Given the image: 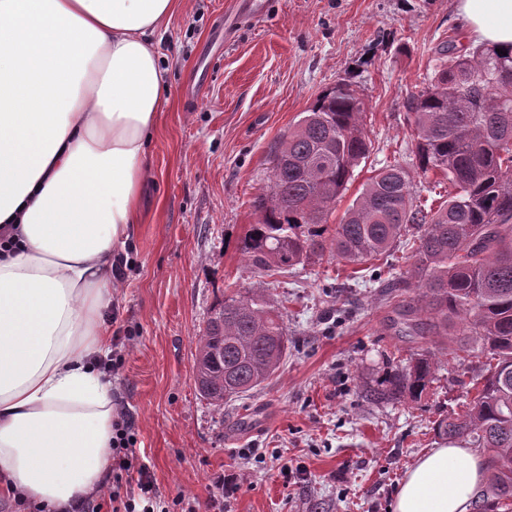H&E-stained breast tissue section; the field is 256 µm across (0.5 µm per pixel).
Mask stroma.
<instances>
[{
	"label": "stroma",
	"instance_id": "stroma-1",
	"mask_svg": "<svg viewBox=\"0 0 512 512\" xmlns=\"http://www.w3.org/2000/svg\"><path fill=\"white\" fill-rule=\"evenodd\" d=\"M450 37L470 43L455 0H265L263 16L249 21L233 0H180L160 33L166 103L148 145L152 178L102 325L128 338L111 347L121 358L112 396L170 512L185 502L214 512L211 485L223 474L242 477L223 512H394L406 471L445 446L434 424L474 396L485 354L444 365L418 401L365 397L397 360L434 345L394 333L410 295L388 298L371 280L404 265L407 244L366 264L326 255L279 275L272 293L283 303L288 353L223 412L198 394L193 355L225 287L250 281L240 242L258 219L272 146L339 79L364 96L372 151L330 223L371 169L395 161L418 202L433 200L437 176L415 165L404 103L433 76L435 49Z\"/></svg>",
	"mask_w": 512,
	"mask_h": 512
}]
</instances>
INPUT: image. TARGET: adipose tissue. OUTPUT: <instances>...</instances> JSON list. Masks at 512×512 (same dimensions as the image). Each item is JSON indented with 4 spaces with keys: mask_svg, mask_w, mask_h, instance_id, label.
I'll return each mask as SVG.
<instances>
[{
    "mask_svg": "<svg viewBox=\"0 0 512 512\" xmlns=\"http://www.w3.org/2000/svg\"><path fill=\"white\" fill-rule=\"evenodd\" d=\"M178 0H0V492L57 508L112 469L102 311L151 178L164 105L157 35ZM476 42L512 49V0H457ZM474 449L429 450L395 512H469Z\"/></svg>",
    "mask_w": 512,
    "mask_h": 512,
    "instance_id": "obj_1",
    "label": "adipose tissue"
}]
</instances>
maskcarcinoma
Segmentation results:
<instances>
[{"mask_svg": "<svg viewBox=\"0 0 512 512\" xmlns=\"http://www.w3.org/2000/svg\"><path fill=\"white\" fill-rule=\"evenodd\" d=\"M439 65L405 108L417 168L448 179L430 210L415 204L399 163L372 170L333 233L328 215L372 143L363 94L348 79L323 91L272 149L268 190L242 244L257 281L227 288L195 337L194 381L214 409L258 389L288 350V328L265 281L329 252L347 264L375 261L409 236L405 270L389 267L390 291H413L400 316L407 333L441 336L457 360L479 348L488 365L474 397L440 419L437 436L487 452L490 472L474 512H512V51L485 45L436 49ZM426 350L366 391L372 402L421 398L435 380Z\"/></svg>", "mask_w": 512, "mask_h": 512, "instance_id": "1", "label": "carcinoma"}]
</instances>
